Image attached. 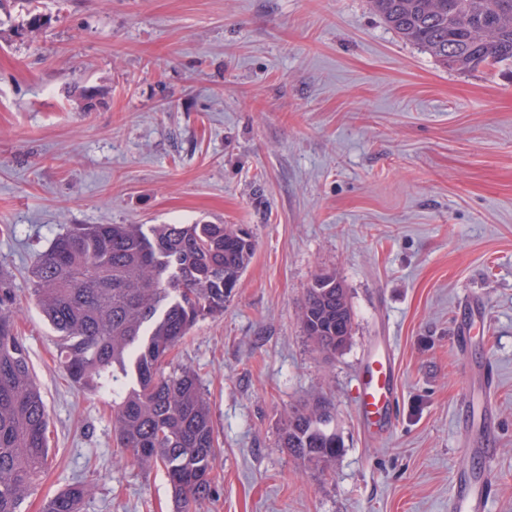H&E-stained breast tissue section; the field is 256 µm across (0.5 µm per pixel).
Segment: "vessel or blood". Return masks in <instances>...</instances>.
Masks as SVG:
<instances>
[{
  "label": "vessel or blood",
  "mask_w": 512,
  "mask_h": 512,
  "mask_svg": "<svg viewBox=\"0 0 512 512\" xmlns=\"http://www.w3.org/2000/svg\"><path fill=\"white\" fill-rule=\"evenodd\" d=\"M483 317L478 301L466 303L457 322L456 343L464 354L467 388L457 413L466 457L456 471L448 512H490L491 483L489 471L493 460V438L497 429V405L494 400L496 379L486 363L469 357L475 324ZM397 364L391 344H384L361 368L356 404L360 417L374 435L386 433L390 423L389 408L396 391Z\"/></svg>",
  "instance_id": "obj_1"
}]
</instances>
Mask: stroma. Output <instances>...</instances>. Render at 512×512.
<instances>
[{
    "label": "stroma",
    "mask_w": 512,
    "mask_h": 512,
    "mask_svg": "<svg viewBox=\"0 0 512 512\" xmlns=\"http://www.w3.org/2000/svg\"><path fill=\"white\" fill-rule=\"evenodd\" d=\"M31 7L46 31L17 38ZM74 224H235L256 242L223 314L175 354L219 442L195 512H448L470 294L484 301L470 354L497 377L491 512H512V64L445 66L369 0H6L0 269L52 448L24 512L78 481L81 512H174L164 469L121 460L111 394L71 383L31 297L35 254ZM331 272L354 328L328 358L300 314ZM382 336L398 381L374 439L355 395ZM317 396L344 441L323 473L281 444Z\"/></svg>",
    "instance_id": "stroma-1"
}]
</instances>
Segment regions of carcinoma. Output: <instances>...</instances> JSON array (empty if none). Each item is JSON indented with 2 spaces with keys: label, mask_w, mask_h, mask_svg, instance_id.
<instances>
[{
  "label": "carcinoma",
  "mask_w": 512,
  "mask_h": 512,
  "mask_svg": "<svg viewBox=\"0 0 512 512\" xmlns=\"http://www.w3.org/2000/svg\"><path fill=\"white\" fill-rule=\"evenodd\" d=\"M384 22L459 71L512 62V0H370ZM255 252L232 224H75L38 253L31 293L60 337L62 367L77 387L112 391L118 448L134 466L165 469L174 512H194L214 489L218 441L208 401L188 367L163 363L192 327L224 304ZM14 290L0 273V512H22L48 465L49 413L22 339ZM305 336L341 353L354 325L342 279L318 276L301 312ZM328 400L293 409L283 446L327 465L343 451ZM89 487L46 499L42 512H79Z\"/></svg>",
  "instance_id": "1"
}]
</instances>
